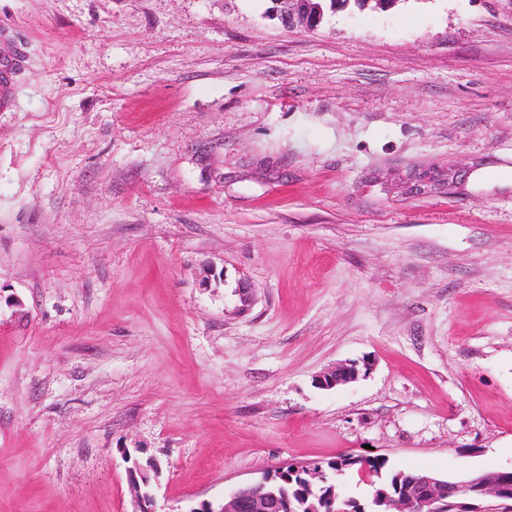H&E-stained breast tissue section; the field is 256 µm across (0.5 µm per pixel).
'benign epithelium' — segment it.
<instances>
[{"instance_id":"1","label":"benign epithelium","mask_w":512,"mask_h":512,"mask_svg":"<svg viewBox=\"0 0 512 512\" xmlns=\"http://www.w3.org/2000/svg\"><path fill=\"white\" fill-rule=\"evenodd\" d=\"M274 12L288 28H317L324 19L322 9L311 0H273ZM359 369L345 364L319 379L323 389L357 380ZM504 472L446 477L427 472L413 480L400 498L372 500L371 512H512V489ZM274 475H264L246 484L223 502L203 501L190 512H295L288 492L273 485ZM135 512H156L152 491L134 489Z\"/></svg>"}]
</instances>
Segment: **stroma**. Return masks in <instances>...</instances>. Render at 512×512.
I'll return each mask as SVG.
<instances>
[{
    "mask_svg": "<svg viewBox=\"0 0 512 512\" xmlns=\"http://www.w3.org/2000/svg\"><path fill=\"white\" fill-rule=\"evenodd\" d=\"M269 5L0 0V512L512 469V0ZM370 2L377 5L374 0H322L318 3L325 16L327 13H335L349 6L364 9ZM272 3L275 7L271 6L269 11L274 8L276 16L287 28L302 27L314 30L324 19L322 9L318 5H312L311 0H273ZM1 38L5 50L2 56L0 53V112H9L14 109L12 77L24 66L25 55L9 29L0 28ZM359 369L354 364H345L327 372L319 379V386L323 389H333L338 385L356 381Z\"/></svg>",
    "mask_w": 512,
    "mask_h": 512,
    "instance_id": "1",
    "label": "stroma"
}]
</instances>
